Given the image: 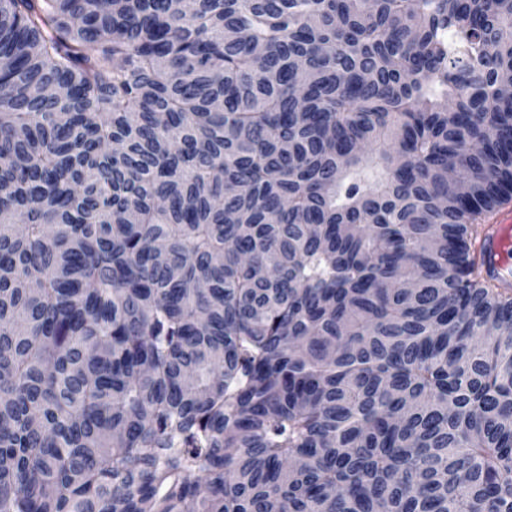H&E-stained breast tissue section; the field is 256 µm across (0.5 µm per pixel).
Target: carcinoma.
<instances>
[{
    "instance_id": "1",
    "label": "carcinoma",
    "mask_w": 512,
    "mask_h": 512,
    "mask_svg": "<svg viewBox=\"0 0 512 512\" xmlns=\"http://www.w3.org/2000/svg\"><path fill=\"white\" fill-rule=\"evenodd\" d=\"M511 73L512 0H0V512H512ZM494 230L489 238L484 240L483 249L491 257L496 266L502 259L503 254L511 252V266H505L501 269L505 275L511 274L512 280V250L510 244L512 240V208L504 206L500 208L491 220Z\"/></svg>"
}]
</instances>
